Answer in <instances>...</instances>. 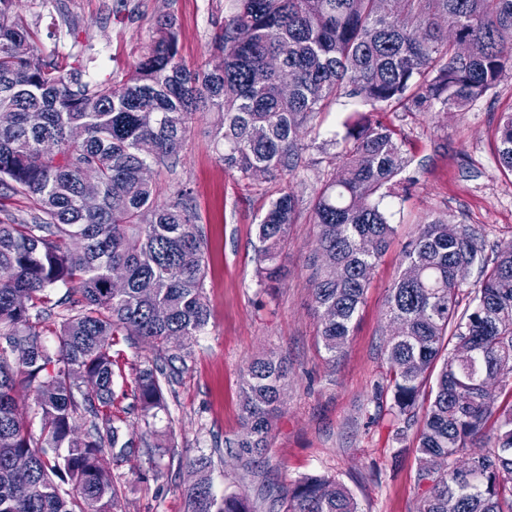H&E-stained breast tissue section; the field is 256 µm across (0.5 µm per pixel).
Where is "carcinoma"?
Masks as SVG:
<instances>
[{
  "label": "carcinoma",
  "instance_id": "carcinoma-1",
  "mask_svg": "<svg viewBox=\"0 0 512 512\" xmlns=\"http://www.w3.org/2000/svg\"><path fill=\"white\" fill-rule=\"evenodd\" d=\"M0 0V199L24 196L33 208L0 221V512H122L121 486L103 464L134 447L112 418L116 373L112 338L137 336L159 357L133 378L129 411L145 425L165 409L164 386L176 380L172 338L187 340L209 317L204 295L206 242L191 192L166 199L145 168L174 166L204 111L227 167L245 176H288L305 164L307 121L347 89L375 111L410 106L459 112L512 73V0H236L214 36L221 70L186 68L174 20L164 16L118 82H94L88 66L39 57L16 9ZM472 51L457 53L453 39ZM270 58L281 69L252 80ZM294 76L281 91V76ZM81 126L79 144L70 129ZM336 171L312 203L317 247L312 296L331 357L350 336L372 268L395 229L381 202L406 164L389 126L358 118L345 124ZM496 154L512 173V112L498 120ZM95 169L101 191L88 207L82 172ZM298 199L272 200L254 246L259 285L276 282ZM371 238L375 248L361 249ZM460 262L478 268L461 304ZM385 304L403 333L387 340L393 413L416 430L415 512H512V245L484 255L465 224L436 218L403 256ZM126 287H110L112 267ZM63 288L58 299L50 292ZM60 318L49 348L41 325ZM288 365L270 352L249 361L242 377L244 432L238 456L256 462L268 447L288 388ZM34 392L39 432L19 413L15 391ZM83 417L78 433L75 419ZM153 474L174 455L144 443ZM480 448L470 468L457 467ZM68 482L64 490L60 482ZM266 497L282 512H361L334 477L305 474ZM187 512H255L239 494L217 496L206 475L186 491Z\"/></svg>",
  "mask_w": 512,
  "mask_h": 512
}]
</instances>
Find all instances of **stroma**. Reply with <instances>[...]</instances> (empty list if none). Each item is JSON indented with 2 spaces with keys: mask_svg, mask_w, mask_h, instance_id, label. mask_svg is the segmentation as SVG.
Instances as JSON below:
<instances>
[{
  "mask_svg": "<svg viewBox=\"0 0 512 512\" xmlns=\"http://www.w3.org/2000/svg\"><path fill=\"white\" fill-rule=\"evenodd\" d=\"M41 56L93 58V76L107 82L133 70L156 22L171 16L184 64L213 62L211 38L233 15V0H20ZM366 107L357 98L328 100L309 122L305 165L286 178H246L220 161L211 137L213 113L193 124L174 170L155 169L161 196L177 186L193 192L206 239L204 292L210 318L187 341L189 357L166 394L167 408L151 425L130 414L136 367L156 349L134 336L116 337L112 358L118 379L112 404L126 436L155 441L165 435L175 457L163 478H154L143 452L104 464L123 484L125 512H186V490L196 475L189 461L211 459L217 495L240 493L263 505L266 482L281 487L302 475L335 476L357 499L361 512H415L420 496L413 475L415 449L398 443L392 412L384 316L389 288L403 265L406 244L435 218L466 224L486 246L512 243V174L494 155L501 113L512 110V74L465 111L407 112L388 108L376 120L406 143V181L383 205L396 232L371 273L355 326L343 352L328 361L320 317L312 299L310 259L316 248L311 201L336 166L334 137ZM299 206L274 289L256 277V225L282 189ZM284 358L289 385L257 476L243 474L235 442L242 435L241 387L247 361L266 352Z\"/></svg>",
  "mask_w": 512,
  "mask_h": 512,
  "instance_id": "1",
  "label": "stroma"
}]
</instances>
